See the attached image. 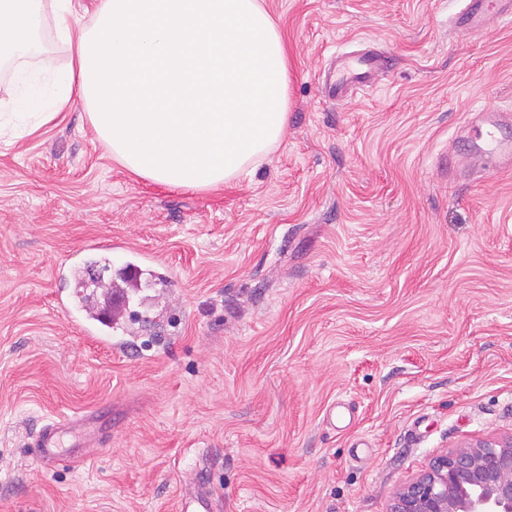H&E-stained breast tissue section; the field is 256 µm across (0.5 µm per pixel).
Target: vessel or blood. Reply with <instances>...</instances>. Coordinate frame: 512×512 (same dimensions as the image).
<instances>
[{
  "label": "vessel or blood",
  "instance_id": "vessel-or-blood-1",
  "mask_svg": "<svg viewBox=\"0 0 512 512\" xmlns=\"http://www.w3.org/2000/svg\"><path fill=\"white\" fill-rule=\"evenodd\" d=\"M509 17H512V0H464L453 23L461 33L468 34ZM386 69L385 54L374 49L340 56L328 74L327 94L344 98L355 90L377 85ZM495 156L505 159L507 167H512V148L506 146L497 121L490 119L476 130L471 143L464 145L462 157L451 162L449 168L463 172L473 164ZM75 429V421L68 417L53 419L43 425L30 453L33 467L40 469L73 459L78 446ZM213 510L209 495L200 485L185 486L179 498L178 512Z\"/></svg>",
  "mask_w": 512,
  "mask_h": 512
}]
</instances>
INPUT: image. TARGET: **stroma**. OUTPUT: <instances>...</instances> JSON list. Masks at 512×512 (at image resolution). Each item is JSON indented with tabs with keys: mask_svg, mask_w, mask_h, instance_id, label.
I'll use <instances>...</instances> for the list:
<instances>
[{
	"mask_svg": "<svg viewBox=\"0 0 512 512\" xmlns=\"http://www.w3.org/2000/svg\"><path fill=\"white\" fill-rule=\"evenodd\" d=\"M462 2L264 0L288 131L214 190L136 177L76 98L0 131V512H174L198 475L215 512H387L441 451L512 432V172L439 165L512 111V20L454 34ZM365 48L391 56L379 84L328 100ZM68 63L43 14L29 67ZM95 261L142 272L108 345L56 274ZM91 412L82 462L31 467L44 423Z\"/></svg>",
	"mask_w": 512,
	"mask_h": 512,
	"instance_id": "35a3bbf8",
	"label": "stroma"
}]
</instances>
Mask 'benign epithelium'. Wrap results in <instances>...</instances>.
Listing matches in <instances>:
<instances>
[{
    "label": "benign epithelium",
    "mask_w": 512,
    "mask_h": 512,
    "mask_svg": "<svg viewBox=\"0 0 512 512\" xmlns=\"http://www.w3.org/2000/svg\"><path fill=\"white\" fill-rule=\"evenodd\" d=\"M388 512H512V433L443 451L394 492Z\"/></svg>",
    "instance_id": "obj_1"
}]
</instances>
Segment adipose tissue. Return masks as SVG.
<instances>
[{"mask_svg": "<svg viewBox=\"0 0 512 512\" xmlns=\"http://www.w3.org/2000/svg\"><path fill=\"white\" fill-rule=\"evenodd\" d=\"M71 0H0V59L18 65L13 116L53 121L79 98L112 157L137 176L205 191L266 162L288 129V54L262 0H100L70 32ZM51 11L67 72L27 69Z\"/></svg>", "mask_w": 512, "mask_h": 512, "instance_id": "adipose-tissue-1", "label": "adipose tissue"}]
</instances>
